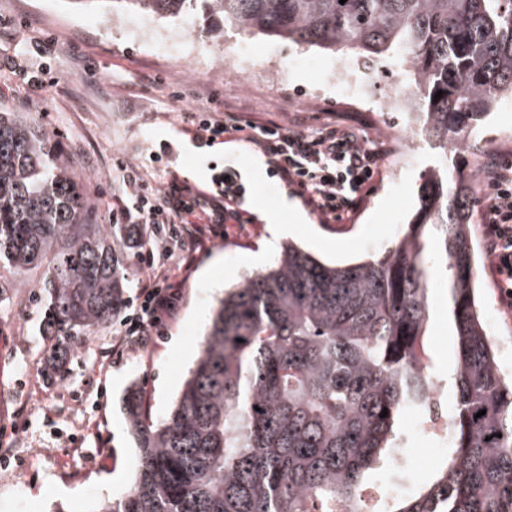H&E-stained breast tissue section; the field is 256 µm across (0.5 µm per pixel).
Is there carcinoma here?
I'll return each mask as SVG.
<instances>
[{"label": "carcinoma", "instance_id": "carcinoma-1", "mask_svg": "<svg viewBox=\"0 0 512 512\" xmlns=\"http://www.w3.org/2000/svg\"><path fill=\"white\" fill-rule=\"evenodd\" d=\"M68 3L160 18L201 8L221 36L229 27L286 39L364 67L394 56L422 103V133L439 150L406 232L382 255L336 266L283 246L218 300L165 418H152L130 386L123 411L135 478L94 512H367L370 475L401 451L406 417L427 412L430 379L418 364L428 358L429 229L456 336L454 443L432 482L390 496L386 512H512V385L480 311L472 176L448 169V146L512 96V0ZM125 234L127 224L90 223L51 136L0 111V269L44 270L43 333L58 337L59 357L122 309Z\"/></svg>", "mask_w": 512, "mask_h": 512}]
</instances>
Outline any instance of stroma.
<instances>
[{"label": "stroma", "mask_w": 512, "mask_h": 512, "mask_svg": "<svg viewBox=\"0 0 512 512\" xmlns=\"http://www.w3.org/2000/svg\"><path fill=\"white\" fill-rule=\"evenodd\" d=\"M203 19L194 22L147 15L103 20L98 10L77 11L67 0H0V110L19 113L49 133L59 155L71 162L91 223L107 224L126 202L125 168L150 183H160L148 161L149 148H171L182 158L193 136L177 121L181 107L221 113L240 105L255 121L275 120L308 131L326 122L353 127L361 138L378 137L383 125L402 122L399 112L365 118L337 105L329 86L332 53L307 49L261 35L225 30L214 38ZM196 51L195 63L178 65L171 57L183 45ZM233 48L241 57L277 60L284 77L274 96L234 87L225 74L198 75L196 65H210ZM323 89L319 103L307 105L309 91ZM512 129V98L493 109L471 146L458 149L449 166L471 170L492 156L512 159L500 133ZM395 181L389 167L358 210L348 219L327 222L294 190L278 185L283 198L318 233L333 239L356 236ZM244 224H206L192 254L172 244L156 266L178 286L164 334L145 348L128 347L114 357L118 325L111 324L72 343L59 373L47 360L56 341L41 332L44 291L41 275L18 282L0 271V457L13 459L0 468V512H90L100 499L120 496L136 467L122 402L138 385L152 417H159L163 364L200 297L199 280L216 261L259 252L270 224L249 208ZM478 271L484 313L495 314L497 342H512V308L501 302L481 237ZM426 338L432 370L447 379L455 362L456 339L448 321V289L433 284ZM25 424V433L12 432ZM402 468L383 465L379 484L395 487L408 480L424 487L448 452L434 439L402 429Z\"/></svg>", "instance_id": "1"}]
</instances>
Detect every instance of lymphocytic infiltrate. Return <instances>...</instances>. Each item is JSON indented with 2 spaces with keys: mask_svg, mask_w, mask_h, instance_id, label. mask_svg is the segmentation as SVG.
Segmentation results:
<instances>
[{
  "mask_svg": "<svg viewBox=\"0 0 512 512\" xmlns=\"http://www.w3.org/2000/svg\"><path fill=\"white\" fill-rule=\"evenodd\" d=\"M178 118L193 132L199 146L222 136L245 134L268 162L271 177L295 187L326 218L339 221L356 211L380 174L389 151L385 139L364 147L352 127L326 124L310 132L294 131L278 123L256 122L238 113L217 115L191 108ZM166 182L153 185L127 174L124 185L128 203L113 211L116 224L135 222L147 226L152 239L138 261L149 275L121 322L119 345L148 347L162 335V322L173 306L177 289L169 277L155 268V256L167 252L169 241L187 250L198 241L203 224H241L245 218L247 188L231 166L213 170L206 185L190 183L173 170ZM488 193L481 209L479 230L490 269L502 300L512 306V162L490 158L481 171Z\"/></svg>",
  "mask_w": 512,
  "mask_h": 512,
  "instance_id": "1",
  "label": "lymphocytic infiltrate"
}]
</instances>
